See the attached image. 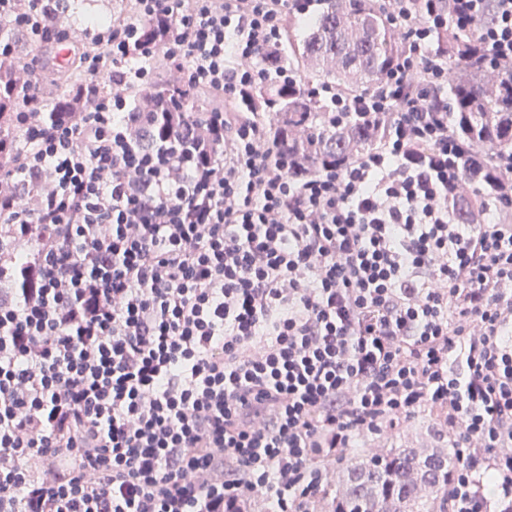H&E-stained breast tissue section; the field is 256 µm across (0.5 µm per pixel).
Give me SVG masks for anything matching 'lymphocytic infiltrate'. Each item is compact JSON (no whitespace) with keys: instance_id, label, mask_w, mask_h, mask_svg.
I'll return each mask as SVG.
<instances>
[{"instance_id":"obj_1","label":"lymphocytic infiltrate","mask_w":512,"mask_h":512,"mask_svg":"<svg viewBox=\"0 0 512 512\" xmlns=\"http://www.w3.org/2000/svg\"><path fill=\"white\" fill-rule=\"evenodd\" d=\"M66 2L0 0L35 48L0 144V512H314L325 462L430 415L450 512H512V221L450 206L468 147L435 48L452 27L512 72V0H396L376 89L314 90L383 133L314 169L246 110L297 82L279 48L318 0H133L73 50L90 111L49 112ZM158 56L225 107L147 148L128 93Z\"/></svg>"}]
</instances>
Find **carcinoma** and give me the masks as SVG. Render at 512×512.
Returning <instances> with one entry per match:
<instances>
[{"instance_id": "carcinoma-1", "label": "carcinoma", "mask_w": 512, "mask_h": 512, "mask_svg": "<svg viewBox=\"0 0 512 512\" xmlns=\"http://www.w3.org/2000/svg\"><path fill=\"white\" fill-rule=\"evenodd\" d=\"M0 38L14 46L8 68L0 67V103L11 93L7 111L14 112L26 75L22 35L13 17H0ZM284 43L309 70L295 86L272 82L259 87L254 93L256 119L273 135L288 127V149L305 154L313 167L337 164L372 148L378 132L357 117L329 122L313 86L329 83L365 93L380 82L402 48L391 34L383 0H322L306 34L297 40L290 26ZM79 79V73L72 72L61 94L50 100L49 111H68L69 92ZM177 85V79L163 77L132 93L133 110L165 112L176 107L186 118L201 121L211 108L199 94H175ZM448 119L454 135L470 148L460 160L464 180L477 186L478 194L495 195L505 176L492 154L512 155V73L491 78L483 68L455 64L448 76ZM455 210L460 223H475V200L458 199ZM458 464L452 448L429 453L403 445L352 448L336 488H327L323 501L327 512H448L449 483Z\"/></svg>"}]
</instances>
